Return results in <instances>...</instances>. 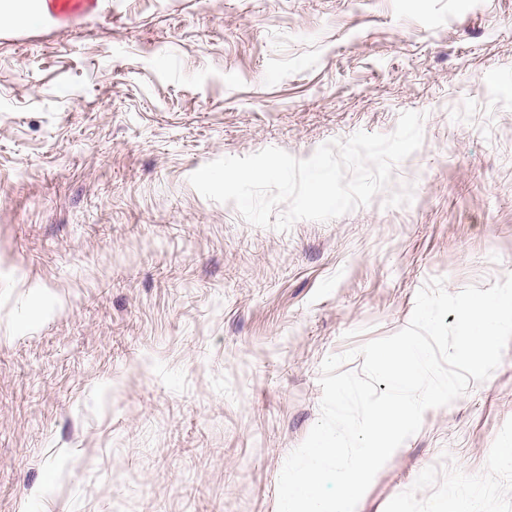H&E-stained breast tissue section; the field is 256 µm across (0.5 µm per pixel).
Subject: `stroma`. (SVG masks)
I'll list each match as a JSON object with an SVG mask.
<instances>
[{"label": "stroma", "mask_w": 512, "mask_h": 512, "mask_svg": "<svg viewBox=\"0 0 512 512\" xmlns=\"http://www.w3.org/2000/svg\"><path fill=\"white\" fill-rule=\"evenodd\" d=\"M424 113L370 204L289 231L189 177ZM512 274V0H93L0 24V512H277L321 364ZM512 344L356 512H512Z\"/></svg>", "instance_id": "35a3bbf8"}]
</instances>
